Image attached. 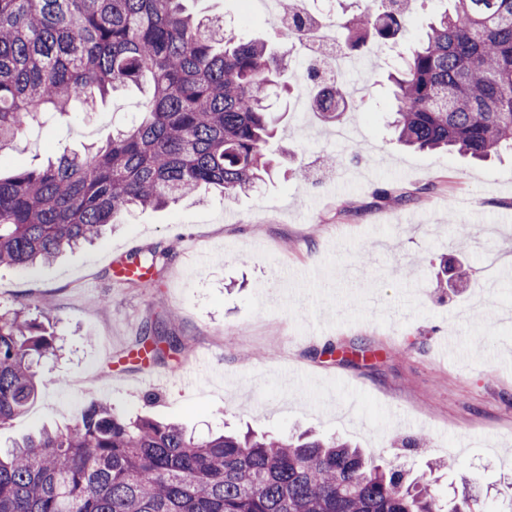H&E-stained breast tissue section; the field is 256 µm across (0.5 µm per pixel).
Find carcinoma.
<instances>
[{
  "instance_id": "obj_1",
  "label": "carcinoma",
  "mask_w": 512,
  "mask_h": 512,
  "mask_svg": "<svg viewBox=\"0 0 512 512\" xmlns=\"http://www.w3.org/2000/svg\"><path fill=\"white\" fill-rule=\"evenodd\" d=\"M185 0H0V151L46 116L74 112L151 77L141 116L83 154L0 176V265L30 268L100 238L117 215L202 190L245 193L270 174L265 101L292 37L278 46L187 12ZM401 52L409 0L342 19L344 54L368 41L396 51L391 128L420 150L485 160L512 151V0H450ZM313 105L355 112L361 91L328 83ZM180 353L147 330L140 352ZM57 350L41 323L0 315V427L37 398L34 367ZM443 504L339 438L220 434L131 421L93 400L72 423L0 452V512H479Z\"/></svg>"
}]
</instances>
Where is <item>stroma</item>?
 Listing matches in <instances>:
<instances>
[{
  "mask_svg": "<svg viewBox=\"0 0 512 512\" xmlns=\"http://www.w3.org/2000/svg\"><path fill=\"white\" fill-rule=\"evenodd\" d=\"M190 7L275 36L260 6L247 16L235 0ZM351 57L347 78L363 90L343 118L354 145L337 142L335 124L314 112L306 63L291 53L295 94L272 101L280 124L271 145L288 158L257 188L125 214L53 263L0 266V311L47 312L62 345L38 367V398L0 428V448L103 398L198 437L313 429L416 473L444 460L441 497L467 477L495 512H512L496 496L512 482V278L488 289L483 276L488 253L512 252V154L479 161L396 146L388 64L375 45ZM150 86L32 129L0 152V174L100 143L137 117ZM329 156L339 165H325ZM158 245L173 250L164 267L134 283L116 278L131 254ZM460 267L468 282L443 279ZM164 320L185 353L138 359L144 326ZM445 336L458 345L444 358ZM356 341L364 355H341ZM328 344L336 353H324ZM405 438L419 447H401Z\"/></svg>",
  "mask_w": 512,
  "mask_h": 512,
  "instance_id": "1",
  "label": "stroma"
}]
</instances>
